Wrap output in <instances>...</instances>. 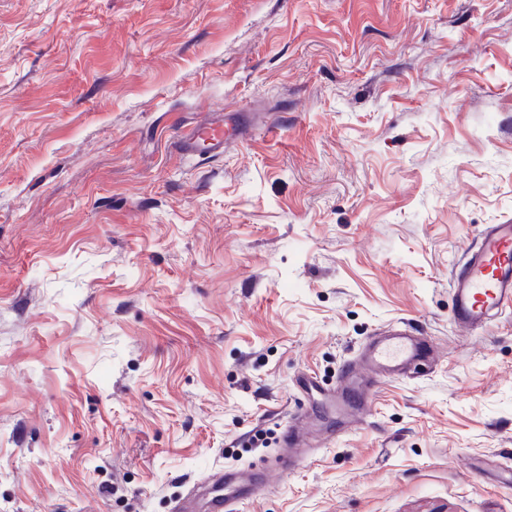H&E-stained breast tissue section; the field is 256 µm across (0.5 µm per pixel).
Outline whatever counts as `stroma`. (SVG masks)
<instances>
[{
  "label": "stroma",
  "instance_id": "1",
  "mask_svg": "<svg viewBox=\"0 0 512 512\" xmlns=\"http://www.w3.org/2000/svg\"><path fill=\"white\" fill-rule=\"evenodd\" d=\"M510 218L512 0H0V512H171L400 319L436 360L244 512H512V313L449 291ZM224 109L212 110L193 123L181 125L171 148L185 159H212L224 155L231 145L243 139L250 131V115L224 122Z\"/></svg>",
  "mask_w": 512,
  "mask_h": 512
}]
</instances>
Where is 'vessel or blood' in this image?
Segmentation results:
<instances>
[{
	"label": "vessel or blood",
	"instance_id": "obj_1",
	"mask_svg": "<svg viewBox=\"0 0 512 512\" xmlns=\"http://www.w3.org/2000/svg\"><path fill=\"white\" fill-rule=\"evenodd\" d=\"M250 126L249 117L242 116L228 123L223 111L214 110L195 122L181 125L171 148L186 159L217 158L243 139ZM451 292L453 320L470 334L487 331L512 308L511 220L489 225L480 233L476 244L452 274ZM432 357L430 345L415 336L406 323L397 322L363 349L358 362L345 368L335 391L326 395L328 403L338 406L349 424H358L383 380L408 377ZM317 431L328 444L337 436L336 431L321 428L315 410L297 415L280 432L271 464L261 469L247 464L218 471L203 489L177 500L172 512H191L197 502L202 504L204 512H241L242 505L256 498L273 476L287 474L289 451L310 447L311 435Z\"/></svg>",
	"mask_w": 512,
	"mask_h": 512
}]
</instances>
